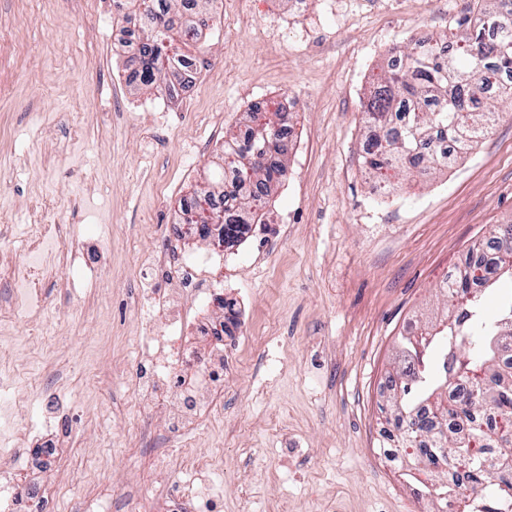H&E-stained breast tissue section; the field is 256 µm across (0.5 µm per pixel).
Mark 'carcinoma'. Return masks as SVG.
Returning a JSON list of instances; mask_svg holds the SVG:
<instances>
[{
	"mask_svg": "<svg viewBox=\"0 0 512 512\" xmlns=\"http://www.w3.org/2000/svg\"><path fill=\"white\" fill-rule=\"evenodd\" d=\"M210 0H183L196 9L194 15L176 21L169 15V0H124L126 17L139 18V32L128 31V45L135 47L139 70L135 78L152 86L160 78H172L189 86L190 55L182 52L203 34L200 15ZM504 0H474L475 21H499L497 38L487 41L482 31L456 36L454 53L445 55L439 43L423 53H402V65L388 84L374 88L365 104V122L385 130L365 165L377 181H386L387 168L407 175L422 167L448 166V154L464 150L483 135L499 117L497 100L512 104V84H498L495 99L479 101L477 91L512 78V18L503 16ZM290 117L286 112L249 113V130L237 139L231 135L224 147L235 150L234 178L215 174L208 186L190 199L236 198L235 214L211 213L208 221L224 225V243L235 242L243 224L267 223L268 198L286 176L281 162L267 165L266 151L283 155L282 142ZM474 251L494 254L481 274L464 269L441 288L444 308L436 321L424 324L416 334L401 341L400 393L393 400L394 427L401 431L410 473L432 477L427 494L441 501L448 512L461 502L456 490L467 482L479 495L483 512H512V457L504 456L502 471L491 475L487 454L494 448H512V434L491 424L471 421L468 434L454 429L434 431L436 422L452 414L498 416L512 420V371L502 369L501 357L512 349V293L498 301L494 321L485 318L484 297L505 276L512 279V224H500L490 236L472 246ZM468 376L473 390L459 407H448L445 393L460 377Z\"/></svg>",
	"mask_w": 512,
	"mask_h": 512,
	"instance_id": "obj_1",
	"label": "carcinoma"
}]
</instances>
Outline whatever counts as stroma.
<instances>
[{
  "mask_svg": "<svg viewBox=\"0 0 512 512\" xmlns=\"http://www.w3.org/2000/svg\"><path fill=\"white\" fill-rule=\"evenodd\" d=\"M120 0H0V229L27 253V226L93 235L106 258L79 288L69 266L44 278L45 325L17 318L0 339V376L54 411L71 393L93 406L54 480L79 512L91 460L107 451L112 512L221 468L207 493L223 512H425L417 481L381 456L398 340L442 301L441 271L512 223V106L449 168L398 176L377 195L363 164V104L392 48L416 27L452 38L473 0H218L186 90L134 89ZM299 95L300 134L270 221L224 260V299L244 302L251 341L224 367V412L182 436L138 393L132 362L145 317L146 256L174 233L175 206L221 162L196 155L214 124L245 133L252 104ZM286 237H279L280 225ZM273 347H265L266 338ZM174 445L190 459L130 465Z\"/></svg>",
  "mask_w": 512,
  "mask_h": 512,
  "instance_id": "35a3bbf8",
  "label": "stroma"
}]
</instances>
